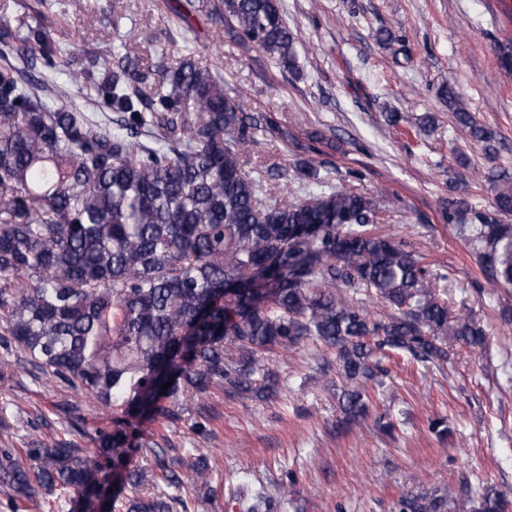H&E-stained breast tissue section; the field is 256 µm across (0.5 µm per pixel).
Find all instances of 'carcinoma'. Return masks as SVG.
I'll return each mask as SVG.
<instances>
[{"label":"carcinoma","instance_id":"obj_1","mask_svg":"<svg viewBox=\"0 0 512 512\" xmlns=\"http://www.w3.org/2000/svg\"><path fill=\"white\" fill-rule=\"evenodd\" d=\"M207 13L296 70V35L279 0H211ZM0 345L17 365L63 383L112 418V430L82 431L97 452L61 442L27 450L30 464L0 448V480L10 500L68 495L80 512H176L182 495L143 492L146 472L127 469L132 421L182 420L178 402L207 406L212 388L269 397L279 377L264 354L306 339L336 350L345 420L367 415L377 355L422 363L448 346L486 345L484 327L452 318L429 287L445 281L402 238L379 231L374 200L352 189L308 191L268 203L245 170L258 136L288 138L267 112H250L224 92V79L194 57L147 70L128 54L100 76L98 52L69 70L68 53L39 18L16 28L0 10ZM64 80L32 75L36 63ZM113 119L87 113L73 85ZM453 118L496 151L457 92L443 91ZM512 179L499 183L492 213H476L468 237L481 270L512 287ZM393 312L376 317L367 300ZM169 384L168 389L162 385ZM152 477L187 489L200 461L152 449ZM125 471L131 495L109 493ZM244 512H274L275 499L241 487ZM505 493L465 490L458 512H506ZM394 512H450L437 491L407 492Z\"/></svg>","mask_w":512,"mask_h":512}]
</instances>
